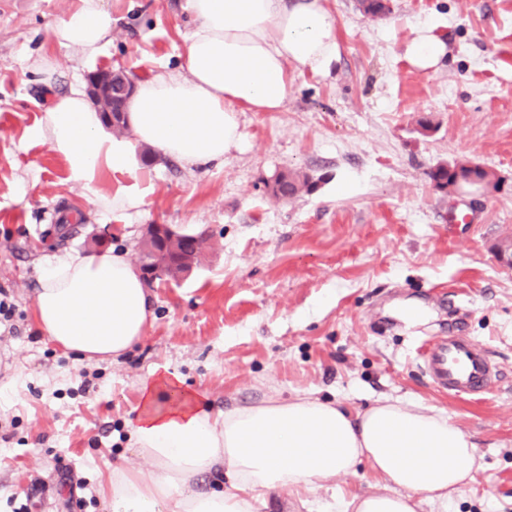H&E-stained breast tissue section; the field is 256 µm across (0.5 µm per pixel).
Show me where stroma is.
Returning a JSON list of instances; mask_svg holds the SVG:
<instances>
[{"label": "stroma", "instance_id": "obj_1", "mask_svg": "<svg viewBox=\"0 0 512 512\" xmlns=\"http://www.w3.org/2000/svg\"><path fill=\"white\" fill-rule=\"evenodd\" d=\"M336 19V74L289 69L277 112L239 115L244 140L223 165L194 171L153 155L140 212L96 209L64 159L32 131L76 77H148L182 65L193 22L184 0H103L112 40L93 62L51 31L68 0H0V512H106L116 465L148 469L127 436L141 378L176 374L213 410L275 394L335 399L350 411L383 396L445 411L479 465L447 512H512V0H388L371 19L356 0H323ZM446 45L421 71L405 49L421 28ZM53 54L52 86L28 57ZM426 119L429 131L418 121ZM471 161L492 169L476 194L437 190L427 173ZM316 187L272 198L283 171ZM466 212L464 224L448 218ZM148 224L207 228L212 243L185 279L149 285L154 319L117 361L88 363L49 342L34 319L41 263L94 250L139 259ZM460 328L501 373L491 393L460 400L421 373V346ZM368 466L329 486L264 497L257 512H336L365 493Z\"/></svg>", "mask_w": 512, "mask_h": 512}]
</instances>
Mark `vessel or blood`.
Listing matches in <instances>:
<instances>
[{
  "label": "vessel or blood",
  "mask_w": 512,
  "mask_h": 512,
  "mask_svg": "<svg viewBox=\"0 0 512 512\" xmlns=\"http://www.w3.org/2000/svg\"><path fill=\"white\" fill-rule=\"evenodd\" d=\"M421 371L436 388L461 400L488 394L497 375L480 343L453 332L430 342Z\"/></svg>",
  "instance_id": "obj_1"
}]
</instances>
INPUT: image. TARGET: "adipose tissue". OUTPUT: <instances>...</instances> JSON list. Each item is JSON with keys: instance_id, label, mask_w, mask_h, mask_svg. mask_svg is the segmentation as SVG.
<instances>
[{"instance_id": "ef3b65f1", "label": "adipose tissue", "mask_w": 512, "mask_h": 512, "mask_svg": "<svg viewBox=\"0 0 512 512\" xmlns=\"http://www.w3.org/2000/svg\"><path fill=\"white\" fill-rule=\"evenodd\" d=\"M196 20L186 64L135 83L126 133L107 129L81 80L55 95L33 130L67 164L68 179L105 211H136L151 191L140 150L148 146L187 170L222 164L242 139L238 115L275 112L289 94L288 69L336 70V20L322 0H186ZM112 36L101 0H71L54 42L96 59ZM118 175L112 191L104 174ZM39 329L86 360L116 359L141 341L152 320L142 275L125 252H71L45 265L35 290ZM143 410L132 451L151 470L113 467L109 512H255L271 492L329 484L368 463L381 490L339 499L337 512H418L447 505L478 459L471 437L447 414L397 398L353 414L310 395L269 396L212 412L171 373L141 385ZM226 473L230 490L199 491L202 475Z\"/></svg>"}]
</instances>
